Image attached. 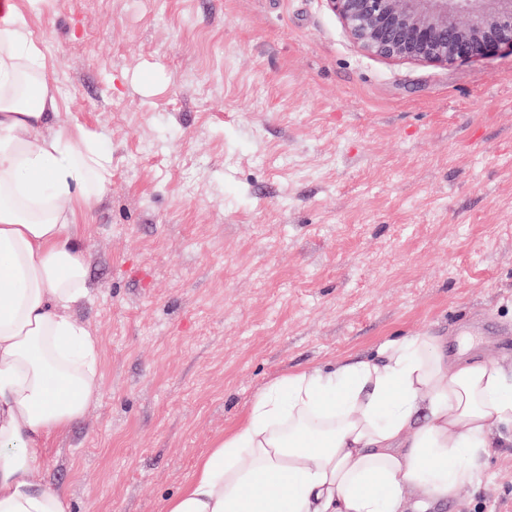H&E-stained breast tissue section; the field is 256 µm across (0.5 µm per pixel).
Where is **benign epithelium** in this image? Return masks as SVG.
Listing matches in <instances>:
<instances>
[{"mask_svg":"<svg viewBox=\"0 0 512 512\" xmlns=\"http://www.w3.org/2000/svg\"><path fill=\"white\" fill-rule=\"evenodd\" d=\"M352 38L390 60L448 64L512 52V0H327Z\"/></svg>","mask_w":512,"mask_h":512,"instance_id":"7a95c632","label":"benign epithelium"}]
</instances>
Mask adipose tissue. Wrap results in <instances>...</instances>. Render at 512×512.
<instances>
[{"label": "adipose tissue", "instance_id": "obj_1", "mask_svg": "<svg viewBox=\"0 0 512 512\" xmlns=\"http://www.w3.org/2000/svg\"><path fill=\"white\" fill-rule=\"evenodd\" d=\"M23 9L0 20V512H68L33 480L99 389L77 225L112 182L83 128L58 129ZM512 426V367L451 359L440 337L282 376L201 458L164 512H425L471 484Z\"/></svg>", "mask_w": 512, "mask_h": 512}]
</instances>
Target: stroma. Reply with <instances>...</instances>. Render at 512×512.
Listing matches in <instances>:
<instances>
[{
    "mask_svg": "<svg viewBox=\"0 0 512 512\" xmlns=\"http://www.w3.org/2000/svg\"><path fill=\"white\" fill-rule=\"evenodd\" d=\"M56 125L112 155L80 237L99 390L33 479L163 512L272 380L396 337L512 366V55L381 58L327 0H22ZM431 512H512V443Z\"/></svg>",
    "mask_w": 512,
    "mask_h": 512,
    "instance_id": "1",
    "label": "stroma"
}]
</instances>
